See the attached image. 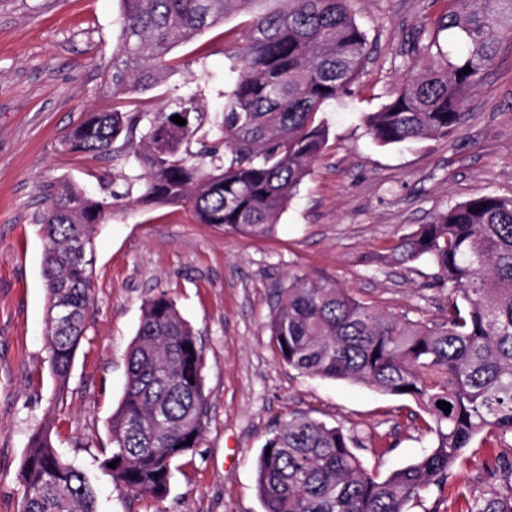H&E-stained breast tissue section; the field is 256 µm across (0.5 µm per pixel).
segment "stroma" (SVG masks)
I'll use <instances>...</instances> for the list:
<instances>
[{
	"label": "stroma",
	"instance_id": "obj_1",
	"mask_svg": "<svg viewBox=\"0 0 512 512\" xmlns=\"http://www.w3.org/2000/svg\"><path fill=\"white\" fill-rule=\"evenodd\" d=\"M448 7V0H357L356 19L378 51L353 95L326 106L328 140L274 234L250 237L196 223L181 206L138 205L140 184L127 161L55 152L85 112L112 107L103 68L118 39L120 0H0V512H21V459L48 419L57 452L95 486L98 512H263L260 451L271 430L297 414L376 434L361 456L384 475L426 453L431 435L413 399L298 374L265 324L276 288L297 272L335 279L360 300L415 320L441 317L453 297L427 261L402 264L389 255L457 202L512 194V40L470 90L465 121L448 139L380 146L363 123L410 74L413 38L428 42ZM241 20L228 15L222 29L174 48L175 71L138 106L157 111L191 87L216 115L228 66L223 33ZM63 180L94 194L116 192L131 206L96 230L88 330L58 402L37 218L44 186ZM160 292L199 335L209 419L156 502L117 489L99 461L143 304ZM497 452L495 443L474 444L449 487L489 493L495 482L486 462Z\"/></svg>",
	"mask_w": 512,
	"mask_h": 512
}]
</instances>
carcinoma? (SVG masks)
Segmentation results:
<instances>
[{"mask_svg":"<svg viewBox=\"0 0 512 512\" xmlns=\"http://www.w3.org/2000/svg\"><path fill=\"white\" fill-rule=\"evenodd\" d=\"M121 2L120 38L105 80L112 110L88 113L56 150L109 156L123 136L125 155L140 169L138 202L184 205L199 224L272 234L328 139L319 114L351 94L374 51L357 23L355 0H283V9L269 13L252 10L264 0ZM448 2L438 26L448 32V45L437 35L414 43L412 72L389 103L365 117L367 134L382 146L456 133L467 91L512 38V0ZM241 10L249 17L234 36L237 50L226 55L235 77L221 94L219 118L207 121L194 94L169 99L160 112L130 108L135 95L172 69L174 47ZM175 115L186 125L173 122ZM43 200L47 341L61 392L87 329L94 279V264L71 245L93 242L119 197H94L65 183L46 186ZM392 257L425 259L437 281L454 287L441 319L388 314L329 277L296 273L276 290L267 329L281 360L303 376L413 398L430 417L431 449L381 476L358 455L374 445V435L293 416L260 452L256 486L264 512H410L428 497L432 506L424 512H448L452 497L465 500L468 512H512L509 457L490 466L500 489L478 495L464 484L446 495L478 436L512 448V196L484 194L448 207L403 237ZM208 411L202 345L160 292L144 303L130 344L102 469L117 488L162 501L175 462L199 444ZM51 431L48 420L30 435L18 474L22 512H97L92 485L58 454Z\"/></svg>","mask_w":512,"mask_h":512,"instance_id":"carcinoma-1","label":"carcinoma"}]
</instances>
